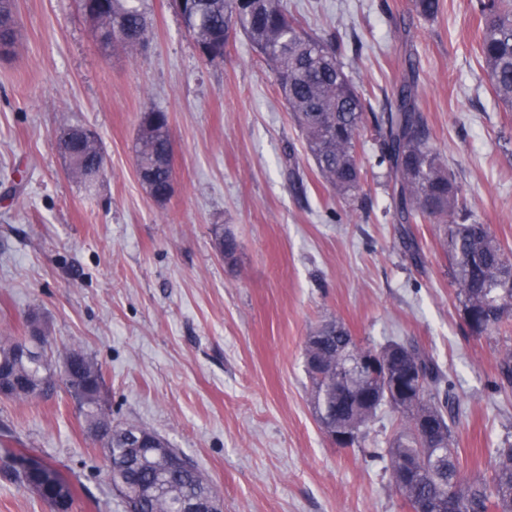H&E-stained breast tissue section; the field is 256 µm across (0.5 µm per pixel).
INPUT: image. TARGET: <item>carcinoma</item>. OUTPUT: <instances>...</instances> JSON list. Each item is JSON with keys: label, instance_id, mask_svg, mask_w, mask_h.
Instances as JSON below:
<instances>
[{"label": "carcinoma", "instance_id": "obj_1", "mask_svg": "<svg viewBox=\"0 0 512 512\" xmlns=\"http://www.w3.org/2000/svg\"><path fill=\"white\" fill-rule=\"evenodd\" d=\"M105 21L100 41L111 42L109 29L123 27L126 45L139 43L148 32L144 0H96ZM480 19L479 54L494 95L512 106V0H472ZM199 45L224 32L230 20L240 27L272 67L288 110L303 135L321 177L345 196L361 187L363 179L357 137L366 122V99L344 70L336 50L322 37L309 33L288 13L280 0H196L182 15ZM17 36L13 0H0V45L10 48ZM415 66L396 90L395 111L374 117L378 163L387 165L397 223L425 221L446 225L448 269L462 318L473 336L487 335L512 316V250L506 249L467 212L457 183L439 155L430 147V132L416 107ZM63 158L79 182L91 186L100 175L104 157L98 138L63 140ZM171 147L164 113L157 120L142 118L138 163L150 177V186L163 188L169 171L162 158ZM33 355L16 354L20 338L0 337V367H7L16 385L7 399L29 401L55 384L52 358L44 346L47 337H29ZM378 347L362 344L346 325L332 320L319 325L305 341V368L312 381L314 409L325 430L353 434L351 446L372 458L385 459L393 482L407 504L422 502L426 512H512V443L496 450L491 470L461 478V455L455 432L465 409L439 366L415 343L391 342L378 349L383 358L401 353L417 377L415 399H389L381 378L373 380L357 370V360ZM64 364L77 362L83 376L79 386L67 388L88 435L111 427L101 402L103 373L92 358L76 348L63 352ZM498 387L512 388V346L499 351ZM388 406L400 414L401 424L386 448L365 447L367 429L378 411ZM151 443L133 458L121 428L104 442L107 475L112 485L127 489L128 512H181L189 497L219 499L201 471L150 429ZM44 493L52 506L56 489L69 487L50 468L39 471Z\"/></svg>", "mask_w": 512, "mask_h": 512}]
</instances>
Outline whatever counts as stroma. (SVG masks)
I'll list each match as a JSON object with an SVG mask.
<instances>
[{
    "label": "stroma",
    "instance_id": "1",
    "mask_svg": "<svg viewBox=\"0 0 512 512\" xmlns=\"http://www.w3.org/2000/svg\"><path fill=\"white\" fill-rule=\"evenodd\" d=\"M331 41L373 113L417 66L430 144L469 209L512 247V109L494 96L477 52L470 0H285ZM149 44L102 47L76 0H15L19 37L0 56V336L38 317L52 351L74 347L102 368L114 423L163 436L206 476L223 512H409L366 448L386 447L399 417L383 410L365 449L332 443L305 372L307 336L341 320L361 343H419L466 410L456 431L463 476L489 472L512 436V392L496 393L512 324L470 336L436 224L401 229L373 122L357 139L365 178L336 195L308 156L275 74L242 32L204 59L174 0H145ZM169 116L171 197L142 185L144 112ZM80 124L105 152L84 187L55 131ZM238 242L233 262L220 235ZM414 239L411 259L404 235ZM50 466L72 512H124L64 390L0 398V512H48L12 456Z\"/></svg>",
    "mask_w": 512,
    "mask_h": 512
}]
</instances>
